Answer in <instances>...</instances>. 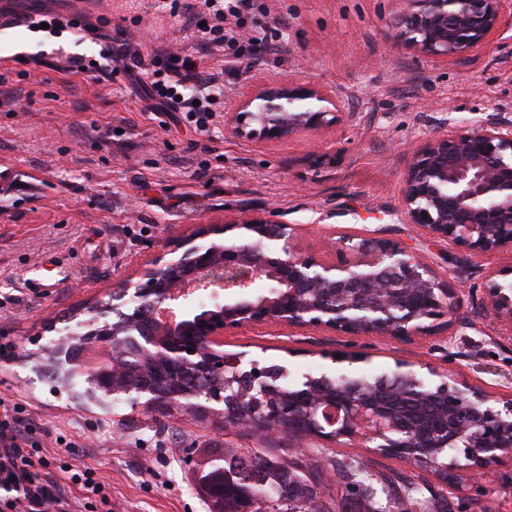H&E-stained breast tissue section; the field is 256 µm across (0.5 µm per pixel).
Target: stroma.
Returning a JSON list of instances; mask_svg holds the SVG:
<instances>
[{
	"label": "stroma",
	"instance_id": "obj_1",
	"mask_svg": "<svg viewBox=\"0 0 512 512\" xmlns=\"http://www.w3.org/2000/svg\"><path fill=\"white\" fill-rule=\"evenodd\" d=\"M280 22L283 47L259 64L205 56L199 76L224 89L209 131L185 112H151L123 75L67 69L128 44L144 59L194 39L192 13L171 0H93L98 34L23 26L0 30V398L20 404L45 456L95 468L111 512H212L204 478L228 449L274 451L312 463L353 457L371 474L419 476L448 512H512V461L471 475L450 450L448 479L375 448L316 443L292 433L265 439L225 430L202 410L141 408L88 394L96 355L53 354L75 313L171 240L225 217L274 213L297 229L299 249L332 257L329 231L377 234L417 252L453 293L448 327L399 339L251 327L224 339L229 353L306 377L379 376L397 362L437 367L491 397L512 395V341L482 304L489 274L512 253L476 255L423 236L402 216V181L414 149L457 127L512 119V15L485 43L455 57L408 49L392 26L409 0H259ZM334 91L342 118L283 142L225 133L223 115L258 80ZM359 354L335 363L332 352ZM71 442L63 452V442Z\"/></svg>",
	"mask_w": 512,
	"mask_h": 512
}]
</instances>
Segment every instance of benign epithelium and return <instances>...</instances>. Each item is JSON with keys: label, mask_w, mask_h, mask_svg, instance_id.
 <instances>
[{"label": "benign epithelium", "mask_w": 512, "mask_h": 512, "mask_svg": "<svg viewBox=\"0 0 512 512\" xmlns=\"http://www.w3.org/2000/svg\"><path fill=\"white\" fill-rule=\"evenodd\" d=\"M393 26L406 46L432 57L458 55L496 30L507 0H411ZM341 106L328 90L268 80L242 94L224 113V131L282 141L328 126ZM403 214L423 234L460 244L475 254L512 252V121L462 128L427 140L413 154L402 187ZM295 229L266 216H235L202 224L120 280L107 302L67 330L71 351H107L109 361L90 376L106 397L131 396L156 407H205L224 429L262 435L288 429L328 443L377 442L406 463L435 448H460L472 470L491 472L512 452V396L502 405L444 372L428 368L430 384L397 370L369 384L343 375L309 377L301 388L276 393L279 372L224 352V336L251 326L324 330L343 336L398 339L448 325L451 292L416 250L384 236L342 234L335 256L298 251ZM488 276L484 307L500 334L512 340V286ZM259 280L270 286L255 290ZM220 462L207 480L224 504ZM279 503L301 512L311 498L282 480Z\"/></svg>", "instance_id": "1"}]
</instances>
